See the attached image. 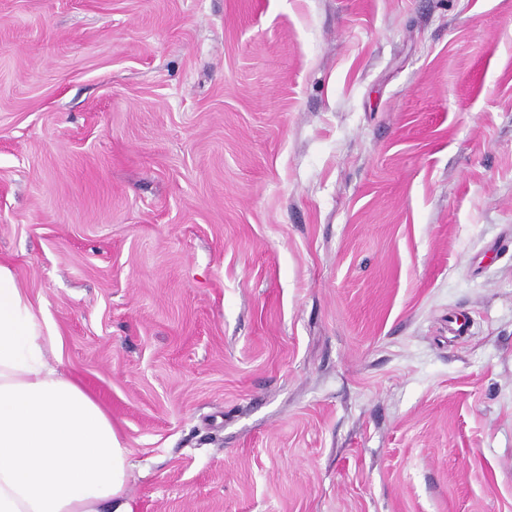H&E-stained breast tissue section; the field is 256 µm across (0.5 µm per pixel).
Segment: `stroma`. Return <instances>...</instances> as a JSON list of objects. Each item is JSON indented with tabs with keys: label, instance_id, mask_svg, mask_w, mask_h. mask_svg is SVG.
Segmentation results:
<instances>
[{
	"label": "stroma",
	"instance_id": "35a3bbf8",
	"mask_svg": "<svg viewBox=\"0 0 512 512\" xmlns=\"http://www.w3.org/2000/svg\"><path fill=\"white\" fill-rule=\"evenodd\" d=\"M0 261L136 512H512V0H0Z\"/></svg>",
	"mask_w": 512,
	"mask_h": 512
}]
</instances>
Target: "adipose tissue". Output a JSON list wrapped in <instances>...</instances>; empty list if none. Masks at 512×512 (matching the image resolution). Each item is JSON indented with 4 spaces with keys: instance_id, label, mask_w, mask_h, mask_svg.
<instances>
[{
    "instance_id": "ef3b65f1",
    "label": "adipose tissue",
    "mask_w": 512,
    "mask_h": 512,
    "mask_svg": "<svg viewBox=\"0 0 512 512\" xmlns=\"http://www.w3.org/2000/svg\"><path fill=\"white\" fill-rule=\"evenodd\" d=\"M60 338L0 263V512H136L111 416L49 360Z\"/></svg>"
}]
</instances>
